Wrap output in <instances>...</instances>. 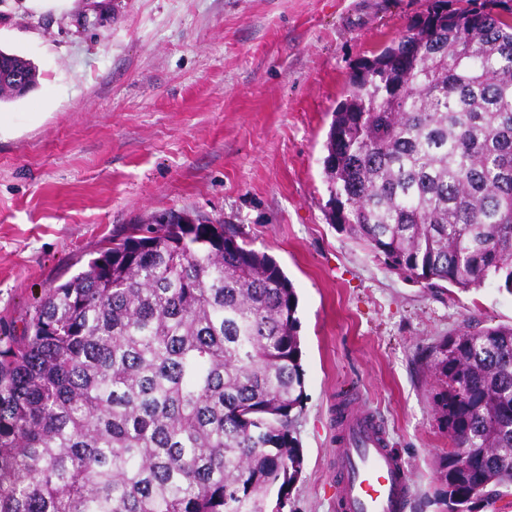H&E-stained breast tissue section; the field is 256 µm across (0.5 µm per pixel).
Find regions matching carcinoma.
<instances>
[{"label": "carcinoma", "instance_id": "cac0c4a2", "mask_svg": "<svg viewBox=\"0 0 512 512\" xmlns=\"http://www.w3.org/2000/svg\"><path fill=\"white\" fill-rule=\"evenodd\" d=\"M449 2L351 76L325 217L416 284L512 293V18ZM183 215L112 236L0 349V512H282L303 468L297 296L235 225ZM427 366L437 512L511 497L512 325L464 328Z\"/></svg>", "mask_w": 512, "mask_h": 512}]
</instances>
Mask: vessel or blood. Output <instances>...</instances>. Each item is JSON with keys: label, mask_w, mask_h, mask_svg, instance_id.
<instances>
[{"label": "vessel or blood", "mask_w": 512, "mask_h": 512, "mask_svg": "<svg viewBox=\"0 0 512 512\" xmlns=\"http://www.w3.org/2000/svg\"><path fill=\"white\" fill-rule=\"evenodd\" d=\"M380 417L351 405L338 425L336 478L341 512H406L410 483L405 465L386 446Z\"/></svg>", "instance_id": "obj_1"}]
</instances>
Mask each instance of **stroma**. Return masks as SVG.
I'll return each mask as SVG.
<instances>
[{
    "label": "stroma",
    "mask_w": 512,
    "mask_h": 512,
    "mask_svg": "<svg viewBox=\"0 0 512 512\" xmlns=\"http://www.w3.org/2000/svg\"><path fill=\"white\" fill-rule=\"evenodd\" d=\"M426 0H0V49L39 83L0 103V340L114 232L168 210L238 225L298 297L303 471L283 512H336L338 418L376 412L410 476L407 512H436L448 439L429 346L512 324L488 283L424 288L328 224L324 142L360 61Z\"/></svg>",
    "instance_id": "stroma-1"
}]
</instances>
